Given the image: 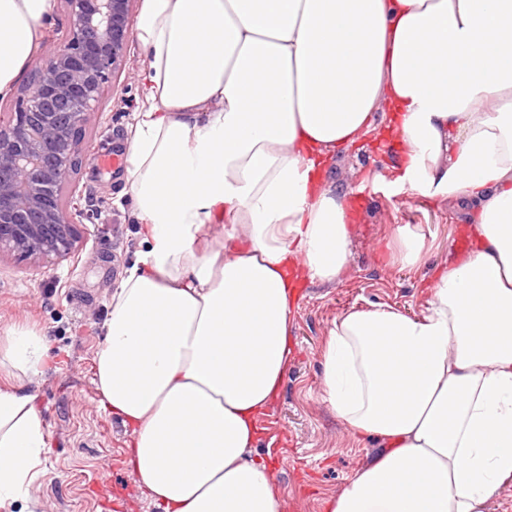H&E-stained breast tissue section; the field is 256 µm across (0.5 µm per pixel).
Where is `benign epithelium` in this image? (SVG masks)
<instances>
[{"label":"benign epithelium","mask_w":512,"mask_h":512,"mask_svg":"<svg viewBox=\"0 0 512 512\" xmlns=\"http://www.w3.org/2000/svg\"><path fill=\"white\" fill-rule=\"evenodd\" d=\"M68 26L35 63L11 112L0 113V255L47 263L75 251L85 213L64 189L85 126L122 70L133 0H60Z\"/></svg>","instance_id":"1"}]
</instances>
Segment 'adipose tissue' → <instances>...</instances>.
Returning a JSON list of instances; mask_svg holds the SVG:
<instances>
[{
  "mask_svg": "<svg viewBox=\"0 0 512 512\" xmlns=\"http://www.w3.org/2000/svg\"><path fill=\"white\" fill-rule=\"evenodd\" d=\"M54 0H0V96ZM147 103L128 144L140 250L95 357L101 407L160 512H279L256 448L292 347L295 283L338 281L352 226L320 162L397 113L398 192L467 206L473 248L425 310L350 309L323 398L380 451L326 512H485L512 481V0H141ZM43 336L0 366V512L48 448L27 384Z\"/></svg>",
  "mask_w": 512,
  "mask_h": 512,
  "instance_id": "adipose-tissue-1",
  "label": "adipose tissue"
}]
</instances>
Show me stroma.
Masks as SVG:
<instances>
[{"label":"stroma","instance_id":"1","mask_svg":"<svg viewBox=\"0 0 512 512\" xmlns=\"http://www.w3.org/2000/svg\"><path fill=\"white\" fill-rule=\"evenodd\" d=\"M145 62L138 35H131L123 73L107 86L101 114L85 127L72 183L88 218L78 227L72 257L47 268L0 256V345L18 328L48 340L50 359L31 383L49 432L46 472L34 489L44 512H158L125 464L126 430L100 408L94 383L112 291L139 249V225L125 193V154L133 116L145 105L138 82ZM382 162L380 151L357 143L341 148L325 167L328 182L346 194L354 232L340 281L298 284L288 370L261 420L266 433L259 451L280 489V512H323L324 500L378 451L374 442L357 439L322 398L321 350L331 321L374 304L420 314L434 266L464 248L468 229L455 207L376 183ZM398 224L421 228L431 252L427 264L392 262L389 235Z\"/></svg>","mask_w":512,"mask_h":512}]
</instances>
